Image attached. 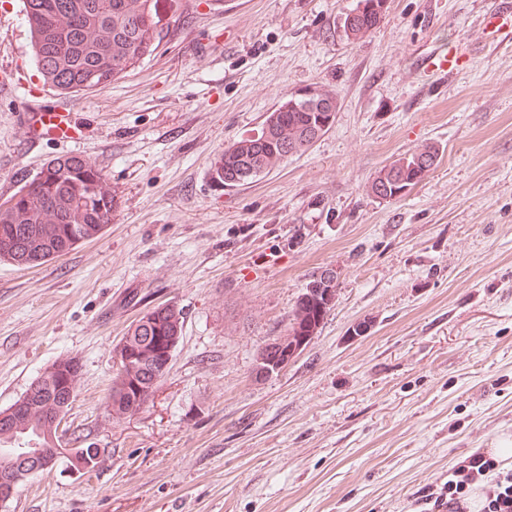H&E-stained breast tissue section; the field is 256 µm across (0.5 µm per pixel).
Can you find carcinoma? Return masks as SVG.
Returning <instances> with one entry per match:
<instances>
[{"label": "carcinoma", "mask_w": 512, "mask_h": 512, "mask_svg": "<svg viewBox=\"0 0 512 512\" xmlns=\"http://www.w3.org/2000/svg\"><path fill=\"white\" fill-rule=\"evenodd\" d=\"M32 55L44 81L62 94L91 90L123 78L129 69L151 56L159 47V0H23ZM362 35L380 24L374 13L354 18ZM89 31L98 38L89 41ZM325 112H315L292 98L267 116L258 135L242 138L221 152L216 166L218 182L235 186L269 172L288 153L306 151L317 139ZM387 177L389 195L416 184L411 170L389 176L387 167L373 179ZM118 206L102 172L78 155L50 160L42 171L0 203V258L18 266H33L72 251L85 240L102 234ZM332 305L323 292L308 289L298 297L288 327V344L310 343ZM184 319L175 308H154L132 325L127 335L151 359L168 348L171 336H182ZM60 358L33 382L29 407L15 420L8 409L0 415V465L6 463L21 438L38 439L41 447L52 444L43 438L53 418L66 414L74 401L81 366L63 367ZM164 376L153 362L134 361L116 368L108 393V406L117 417L124 401L140 410Z\"/></svg>", "instance_id": "carcinoma-1"}]
</instances>
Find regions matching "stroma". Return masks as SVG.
I'll return each mask as SVG.
<instances>
[{"label": "stroma", "instance_id": "35a3bbf8", "mask_svg": "<svg viewBox=\"0 0 512 512\" xmlns=\"http://www.w3.org/2000/svg\"><path fill=\"white\" fill-rule=\"evenodd\" d=\"M162 2L157 51L72 96L38 73L22 0H0V74L14 75L0 84V201L61 155L89 160L118 200L69 253L0 259V409L74 357L67 421L102 450L91 474L57 462L0 512H427L472 452L512 448V43L485 41L496 0H389L358 40L343 29L358 0ZM441 42L459 58L445 77L416 62ZM320 87L338 99L325 134L217 186L224 147ZM36 94L82 138L29 139ZM426 145L439 159L420 182L370 193L376 170ZM326 268L319 332L255 378ZM159 305L184 317L170 368L140 411L113 417L114 349Z\"/></svg>", "mask_w": 512, "mask_h": 512}]
</instances>
